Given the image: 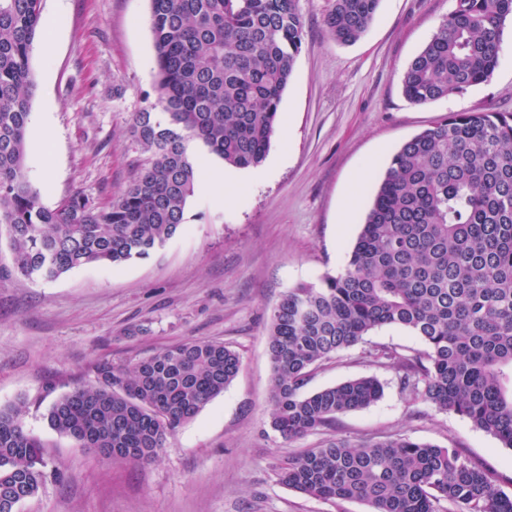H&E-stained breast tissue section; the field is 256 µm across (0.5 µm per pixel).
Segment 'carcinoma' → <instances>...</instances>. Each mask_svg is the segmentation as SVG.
<instances>
[{"label": "carcinoma", "instance_id": "cac0c4a2", "mask_svg": "<svg viewBox=\"0 0 512 512\" xmlns=\"http://www.w3.org/2000/svg\"><path fill=\"white\" fill-rule=\"evenodd\" d=\"M378 4L331 0L329 34L357 41ZM150 13L159 111L137 113L133 126L150 160L106 204L77 192L49 207L24 175L42 0H0V224L14 269L28 280L121 265L173 238L198 172L189 141L240 169L266 157L303 44L297 0H150ZM509 18L512 0H455L406 67L405 96L427 104L488 81ZM383 326L412 333L425 350L364 343ZM358 344L362 358L396 368L413 399L452 410L512 448V113L454 112L406 141L344 266L282 296L267 337L271 429L293 440L377 401L383 388L374 377L303 392L317 368ZM240 366L224 343L196 340L135 362L107 361L96 385L51 403L48 424L82 448L148 464ZM27 413L24 401L0 408V512H16L43 479L45 444L25 429ZM282 480L372 512H512L495 475L462 449L404 435L327 440L289 458Z\"/></svg>", "mask_w": 512, "mask_h": 512}]
</instances>
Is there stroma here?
Segmentation results:
<instances>
[{"label":"stroma","instance_id":"35a3bbf8","mask_svg":"<svg viewBox=\"0 0 512 512\" xmlns=\"http://www.w3.org/2000/svg\"><path fill=\"white\" fill-rule=\"evenodd\" d=\"M329 4L297 2L303 45L265 160L239 169L190 143L199 162L246 186L230 197L195 191L180 232L149 257L32 282L15 271L0 224V407L27 402L25 427L45 444L46 477L17 512H371L358 501L312 498L280 473L289 457L325 440L394 434L462 448L512 496V448L455 412L411 400L395 369L361 359L356 347L314 371L306 389L373 376L383 386L378 401L340 416L333 430L288 442L268 424L272 306L344 265L374 187L405 141L451 112L512 113L511 20L489 82L416 105L402 93V75L455 0H380L352 45L328 33ZM42 14L56 17L57 38L51 53L32 51L26 177L49 205L74 192L108 201L148 159L132 127L156 101L150 2L43 0ZM38 123L51 131L48 146L37 140ZM364 170L367 180L356 183ZM189 340L230 346L241 368L155 462L108 460L50 429L52 401L96 384L101 362H133Z\"/></svg>","mask_w":512,"mask_h":512}]
</instances>
